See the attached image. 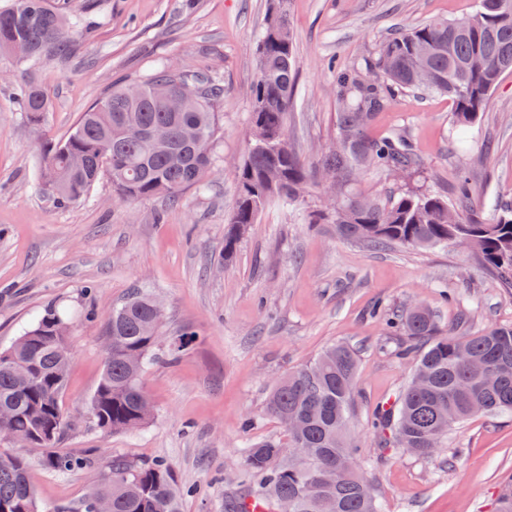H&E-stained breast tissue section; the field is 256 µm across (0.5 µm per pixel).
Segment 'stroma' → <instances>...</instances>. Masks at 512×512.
Here are the masks:
<instances>
[{"label":"stroma","instance_id":"35a3bbf8","mask_svg":"<svg viewBox=\"0 0 512 512\" xmlns=\"http://www.w3.org/2000/svg\"><path fill=\"white\" fill-rule=\"evenodd\" d=\"M268 0H77L82 28L68 61L56 54L25 64L0 56V350L53 305L75 313L72 363L63 396L71 426L62 449L93 454L98 467L61 475L35 470L42 512L77 504L103 479L110 460L167 462L185 488L182 512H224L248 494L241 450L249 437L286 440L264 413L273 383L332 343L359 358L353 433L383 512H494L512 475V416L479 414L451 431L441 453L422 458L380 451L370 426L376 405L394 399L413 363L390 343L376 302L397 311L425 303L441 330L475 334L512 326V290L467 250L399 246L375 250L309 225L328 206V181L310 184L300 206L271 203L224 257L237 169L251 127L255 45ZM477 0H289L296 43L295 96L287 128L309 168L336 143L340 107L333 73L370 55L396 29L433 17L459 18ZM206 71L224 83L217 106L218 161L205 189L178 204L119 198L108 177L66 208L43 195L38 173L47 145L65 139L81 112L114 86L145 79L160 61ZM36 81L51 108L38 120L20 112L16 92ZM454 104L435 94L399 93L379 112L372 136L397 134L419 158L425 181L449 195L457 172L473 187L472 209L489 220L512 201V74L491 93L464 136L450 140ZM163 309L161 334L188 328L192 346L143 373L152 420L105 433L88 418L103 372L105 319L134 291ZM252 418L243 432L244 418Z\"/></svg>","mask_w":512,"mask_h":512}]
</instances>
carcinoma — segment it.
<instances>
[{
	"label": "carcinoma",
	"mask_w": 512,
	"mask_h": 512,
	"mask_svg": "<svg viewBox=\"0 0 512 512\" xmlns=\"http://www.w3.org/2000/svg\"><path fill=\"white\" fill-rule=\"evenodd\" d=\"M287 0L268 9L256 47L258 70L252 83V133L238 170L237 198L224 236V256L236 249L241 233L257 222L273 200L296 205L310 174L287 132L294 93L295 45ZM467 30L434 18L396 32L372 57L336 74L341 110L336 148L324 159L336 189L326 217L340 236L372 248L399 245L431 249L448 243L471 249L506 288H512V203L500 205L490 223L470 208L469 185L462 179L449 200L417 185V157L395 137L374 139L368 129L397 91L448 95L452 124L470 126L501 78L512 73V0H478L466 17ZM79 20L55 0H12L0 9V53L18 63L53 51L72 53L71 37ZM139 95L124 87L81 113L61 142L46 148L39 173L42 190L59 205L84 199L102 173L125 199L165 197L176 203L184 191L202 187L217 163L219 118L212 111L224 97V84L207 72L189 73L168 64L138 82ZM18 103L38 118L49 103L33 80L19 88ZM129 125L149 133L164 126L169 141L127 136ZM381 168L401 172L402 188L384 202L353 192L360 171ZM162 311L151 295L136 292L112 309L106 333L112 337L102 376L89 404L94 425L103 432L136 429L151 417L141 399L144 368L157 359ZM402 355L418 354L414 372L394 401L374 411L371 427L383 447L434 457L443 448L437 433L451 432L477 414L512 415V326H492L473 336L443 334L426 308L405 311L386 321ZM70 311L51 307L6 350H0V411L9 414L14 432L51 431L38 462L0 455V512H41L31 473L37 467L59 474L96 465L91 454L74 455L56 446L68 426L62 394L71 357ZM184 331L172 339L169 356L193 344ZM358 359L343 343L325 348L302 368L281 378L266 399L265 413L288 432V443L274 438L250 442L242 457L243 476L254 483L251 496L278 512L286 499L292 512H322L325 500L336 512H382L367 479L351 420L357 396ZM305 448L308 462L294 467L279 449ZM184 491L164 461L133 466L107 464L105 482L83 498L74 512H95L97 499H112V512H182Z\"/></svg>",
	"instance_id": "obj_1"
}]
</instances>
